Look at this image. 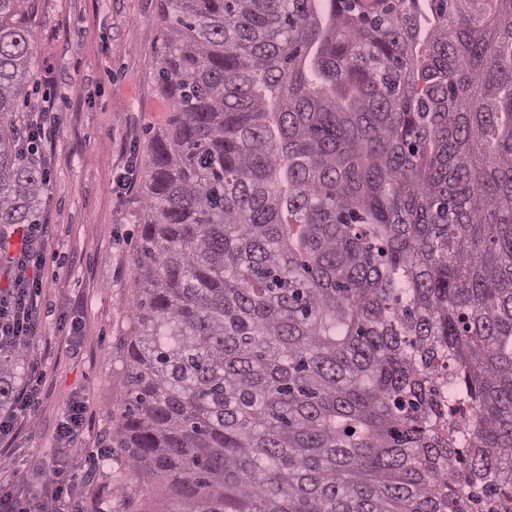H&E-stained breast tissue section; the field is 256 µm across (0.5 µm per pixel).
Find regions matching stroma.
Masks as SVG:
<instances>
[{"label":"stroma","mask_w":512,"mask_h":512,"mask_svg":"<svg viewBox=\"0 0 512 512\" xmlns=\"http://www.w3.org/2000/svg\"><path fill=\"white\" fill-rule=\"evenodd\" d=\"M18 25L34 35L17 126L39 119L48 178L40 223L48 246L37 296L41 336L14 376L39 381L31 419L0 438V482H43L42 463L67 459L74 512H177L165 487L133 495L135 476L103 441L124 391L120 362L140 286L136 253L153 134L168 121L157 82L162 0H24ZM40 365L32 378L29 361ZM84 403L76 439L57 427L73 398Z\"/></svg>","instance_id":"35a3bbf8"}]
</instances>
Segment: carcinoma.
I'll use <instances>...</instances> for the list:
<instances>
[{"label":"carcinoma","mask_w":512,"mask_h":512,"mask_svg":"<svg viewBox=\"0 0 512 512\" xmlns=\"http://www.w3.org/2000/svg\"><path fill=\"white\" fill-rule=\"evenodd\" d=\"M0 235L45 176L12 119ZM109 447L181 512H476L512 498V0H164ZM0 360V398L12 393Z\"/></svg>","instance_id":"carcinoma-1"}]
</instances>
